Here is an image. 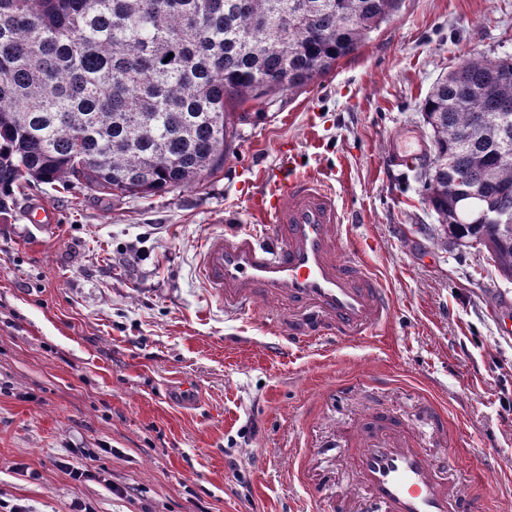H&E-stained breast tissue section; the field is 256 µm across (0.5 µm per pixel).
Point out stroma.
I'll return each instance as SVG.
<instances>
[{"label": "stroma", "mask_w": 512, "mask_h": 512, "mask_svg": "<svg viewBox=\"0 0 512 512\" xmlns=\"http://www.w3.org/2000/svg\"><path fill=\"white\" fill-rule=\"evenodd\" d=\"M474 53L512 56V0H402L323 77L235 108L224 168L198 184L39 185L0 214V512H355L335 447L384 410L429 454L455 453L457 486L492 481L487 512H512V280L443 246L417 169L385 159L403 130L429 141L424 97ZM286 150L373 245L393 297L373 340L289 348L267 309L224 312L198 276L206 236L256 224ZM32 199L54 223L30 222Z\"/></svg>", "instance_id": "35a3bbf8"}]
</instances>
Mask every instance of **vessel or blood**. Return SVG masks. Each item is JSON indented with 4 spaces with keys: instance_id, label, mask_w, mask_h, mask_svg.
Instances as JSON below:
<instances>
[{
    "instance_id": "1",
    "label": "vessel or blood",
    "mask_w": 512,
    "mask_h": 512,
    "mask_svg": "<svg viewBox=\"0 0 512 512\" xmlns=\"http://www.w3.org/2000/svg\"><path fill=\"white\" fill-rule=\"evenodd\" d=\"M390 166L407 168L421 154L398 136ZM258 224L209 235L198 275L225 311H272L290 344L304 348L332 336L362 341L389 324V290L364 260L335 191L324 181L283 167L263 177L253 206ZM368 496L358 512H483L481 494L449 487L437 476V461L418 448L395 416L380 413L343 447Z\"/></svg>"
}]
</instances>
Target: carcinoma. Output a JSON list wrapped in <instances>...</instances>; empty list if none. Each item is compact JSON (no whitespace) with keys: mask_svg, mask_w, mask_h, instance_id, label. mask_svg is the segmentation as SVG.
Here are the masks:
<instances>
[{"mask_svg":"<svg viewBox=\"0 0 512 512\" xmlns=\"http://www.w3.org/2000/svg\"><path fill=\"white\" fill-rule=\"evenodd\" d=\"M399 3L0 0V213L31 184L116 197L195 184L224 168L229 108L324 76ZM421 112L441 238L512 280V57L465 58ZM484 200L509 222L473 219Z\"/></svg>","mask_w":512,"mask_h":512,"instance_id":"cac0c4a2","label":"carcinoma"}]
</instances>
